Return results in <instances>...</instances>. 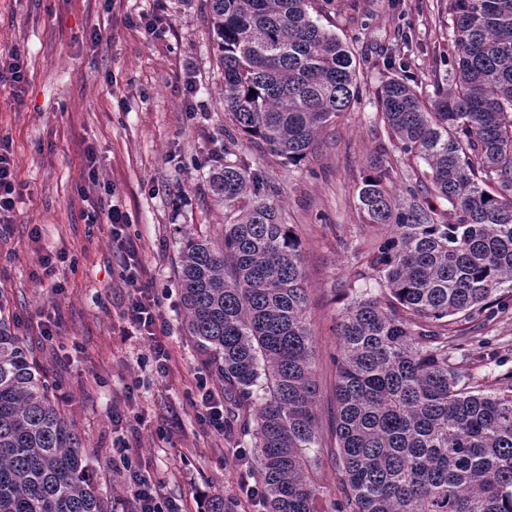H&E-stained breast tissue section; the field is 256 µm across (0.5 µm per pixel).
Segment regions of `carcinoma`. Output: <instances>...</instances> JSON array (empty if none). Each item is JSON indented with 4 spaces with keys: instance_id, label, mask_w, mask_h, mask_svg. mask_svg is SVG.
<instances>
[{
    "instance_id": "carcinoma-1",
    "label": "carcinoma",
    "mask_w": 512,
    "mask_h": 512,
    "mask_svg": "<svg viewBox=\"0 0 512 512\" xmlns=\"http://www.w3.org/2000/svg\"><path fill=\"white\" fill-rule=\"evenodd\" d=\"M312 0H210L232 132L290 165L358 98L354 53ZM453 80L427 101L401 70L378 95L389 139L426 165L399 201L374 152L358 187L382 233L337 323L336 427L345 502L336 512H512V377L487 393L451 363L512 283V0H448ZM210 177L215 240L183 237L185 326L254 439L267 512H319L314 340L301 246L241 157ZM445 201L438 209L419 199ZM32 348L0 315V512H111Z\"/></svg>"
}]
</instances>
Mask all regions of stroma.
<instances>
[{"mask_svg":"<svg viewBox=\"0 0 512 512\" xmlns=\"http://www.w3.org/2000/svg\"><path fill=\"white\" fill-rule=\"evenodd\" d=\"M208 0H0V55L19 54L22 85L0 82V137L16 159L21 195L15 222L0 236V300L34 351L56 402L78 432L107 499L126 494L115 463L127 456L164 483L169 499L196 512L202 494H223L232 512H266L247 494L255 479L251 435L229 423L216 436L193 406L207 375L186 336L175 286L182 233L219 236L224 210L212 200L209 175L224 164L227 118L220 100L224 72L209 29ZM158 16L148 35L142 14ZM313 17L353 49L360 97L326 127L305 162L292 166L246 138L234 153L260 171L282 223L298 235L315 336L316 412L322 507L343 499L335 452L336 324L353 293L379 294L361 277L360 256L377 234L364 223L357 186L368 157L387 145L398 184L424 170L391 146L378 93L391 76L386 52L399 31L413 46L409 70L426 99L448 87V0H315ZM95 144L98 171L88 177L82 149ZM127 213L130 234L163 303V372L143 365L147 341L127 338L120 318L128 290L106 227L90 224L92 207ZM61 254L51 270L42 255ZM53 323V342L39 326ZM462 370L486 388L512 374V305L494 309L472 341L455 351ZM135 431L126 451L113 448V398Z\"/></svg>","mask_w":512,"mask_h":512,"instance_id":"35a3bbf8","label":"stroma"}]
</instances>
